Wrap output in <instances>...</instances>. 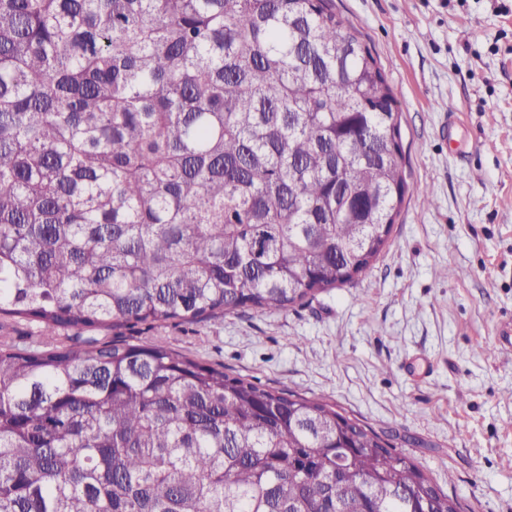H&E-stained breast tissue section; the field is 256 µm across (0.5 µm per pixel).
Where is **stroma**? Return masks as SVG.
I'll return each mask as SVG.
<instances>
[{"mask_svg": "<svg viewBox=\"0 0 512 512\" xmlns=\"http://www.w3.org/2000/svg\"><path fill=\"white\" fill-rule=\"evenodd\" d=\"M333 5L397 99L407 192L387 246L355 282L288 311L123 336L323 398L462 512H512V346L499 336L512 319V0ZM448 266L460 277L437 279Z\"/></svg>", "mask_w": 512, "mask_h": 512, "instance_id": "obj_1", "label": "stroma"}]
</instances>
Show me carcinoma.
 Listing matches in <instances>:
<instances>
[{"label": "carcinoma", "instance_id": "cac0c4a2", "mask_svg": "<svg viewBox=\"0 0 512 512\" xmlns=\"http://www.w3.org/2000/svg\"><path fill=\"white\" fill-rule=\"evenodd\" d=\"M332 0H0V512H460L321 398L91 332L352 283L406 193ZM36 325L12 316H0V339L7 336L14 343L29 344V336H35Z\"/></svg>", "mask_w": 512, "mask_h": 512}]
</instances>
